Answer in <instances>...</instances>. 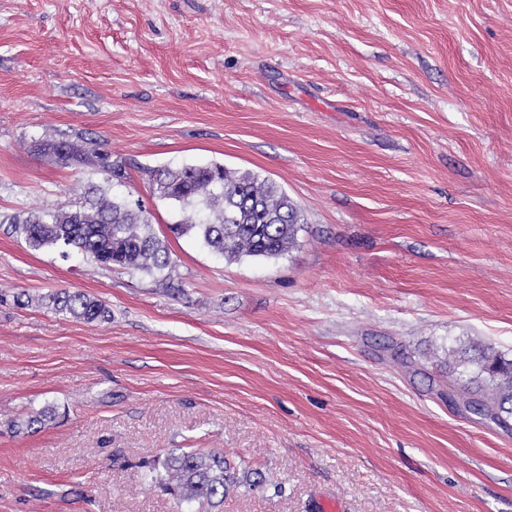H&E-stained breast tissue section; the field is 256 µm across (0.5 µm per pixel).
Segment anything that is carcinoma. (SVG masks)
Listing matches in <instances>:
<instances>
[{"instance_id":"cac0c4a2","label":"carcinoma","mask_w":512,"mask_h":512,"mask_svg":"<svg viewBox=\"0 0 512 512\" xmlns=\"http://www.w3.org/2000/svg\"><path fill=\"white\" fill-rule=\"evenodd\" d=\"M92 149L68 140L46 141L38 150L65 166L96 159L102 183L90 184L81 201L64 209L46 207L4 219L12 233L33 250L53 249L66 257L81 253L101 267L118 265L150 276L171 278L173 268L165 242L154 232L140 202L116 201L112 182L128 178L124 165L90 141ZM151 192L171 201L179 219L168 225L177 236L191 235L204 246L233 261L244 256L275 258L288 251L301 229L298 206L278 185L252 171H231L220 163L157 169L150 175ZM47 306L77 321L107 322L112 310L83 292L60 291L48 296ZM450 369L462 396L473 411L503 427L512 420V359L488 346L450 349ZM220 452H171L149 470L151 480L168 491L178 505L197 503L218 507L232 484L254 487L247 471L238 479Z\"/></svg>"}]
</instances>
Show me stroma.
<instances>
[{"label":"stroma","instance_id":"obj_1","mask_svg":"<svg viewBox=\"0 0 512 512\" xmlns=\"http://www.w3.org/2000/svg\"><path fill=\"white\" fill-rule=\"evenodd\" d=\"M62 138L175 276L0 224V512H194L144 478L191 449L262 478L215 512H512V427L448 394L449 348L512 358V0H0V215L100 181ZM213 162L297 203L289 251L171 236L149 170ZM46 305L56 313L87 323L107 322L112 318V310L105 302L79 291L50 294Z\"/></svg>","mask_w":512,"mask_h":512}]
</instances>
